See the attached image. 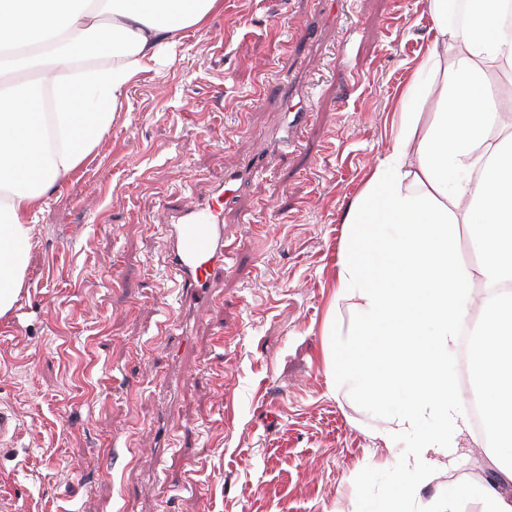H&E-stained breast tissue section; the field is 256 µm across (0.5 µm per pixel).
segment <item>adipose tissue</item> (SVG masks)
Returning <instances> with one entry per match:
<instances>
[{"label": "adipose tissue", "mask_w": 512, "mask_h": 512, "mask_svg": "<svg viewBox=\"0 0 512 512\" xmlns=\"http://www.w3.org/2000/svg\"><path fill=\"white\" fill-rule=\"evenodd\" d=\"M221 2L0 0V46L58 47L37 82L0 84V317L23 288L46 198L96 148L148 63ZM430 8L437 37L428 59L450 55L455 66L440 84L408 88L392 145L346 215L336 261L335 301L348 303L350 318L329 324V377L380 403L381 438L403 447L399 492L367 512H432L420 491L470 428L454 366L477 274L489 289L473 346L488 456L512 477V134L490 138L497 109L488 92L489 69L512 73V29L503 24L512 0H430ZM100 56L111 64L72 68ZM432 95L440 110L424 127L413 104ZM460 223L483 257L478 271L457 258Z\"/></svg>", "instance_id": "obj_1"}]
</instances>
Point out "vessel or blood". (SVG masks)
Listing matches in <instances>:
<instances>
[{
	"instance_id": "1",
	"label": "vessel or blood",
	"mask_w": 512,
	"mask_h": 512,
	"mask_svg": "<svg viewBox=\"0 0 512 512\" xmlns=\"http://www.w3.org/2000/svg\"><path fill=\"white\" fill-rule=\"evenodd\" d=\"M235 191L233 184H224L220 194L170 225L169 263L178 305L197 306L212 298L217 273L224 267V209Z\"/></svg>"
}]
</instances>
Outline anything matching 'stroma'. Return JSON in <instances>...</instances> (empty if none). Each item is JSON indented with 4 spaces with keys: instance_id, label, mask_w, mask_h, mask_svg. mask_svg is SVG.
<instances>
[{
    "instance_id": "stroma-1",
    "label": "stroma",
    "mask_w": 512,
    "mask_h": 512,
    "mask_svg": "<svg viewBox=\"0 0 512 512\" xmlns=\"http://www.w3.org/2000/svg\"><path fill=\"white\" fill-rule=\"evenodd\" d=\"M139 74L101 143L39 214L0 318V512H355L395 491L384 415L332 386L324 329L343 220L390 147L434 41L429 0H222ZM311 29L313 38L299 33ZM309 115L298 149L277 141ZM261 159L224 210L232 258L175 314L167 224ZM175 441L158 449L159 425ZM464 434L422 500L494 468Z\"/></svg>"
}]
</instances>
